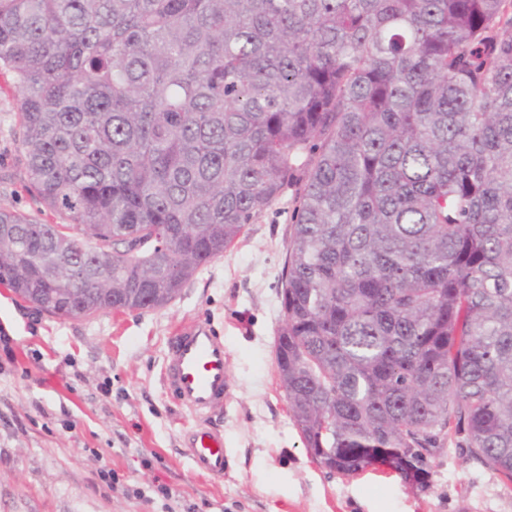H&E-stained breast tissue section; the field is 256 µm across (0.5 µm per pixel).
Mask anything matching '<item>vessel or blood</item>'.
Segmentation results:
<instances>
[{"mask_svg": "<svg viewBox=\"0 0 512 512\" xmlns=\"http://www.w3.org/2000/svg\"><path fill=\"white\" fill-rule=\"evenodd\" d=\"M163 380L179 404L198 419L195 430L185 441L193 470L214 478L223 477L224 434L211 427L205 417L223 406L231 383L224 342L214 336L207 322H186L176 328L165 358Z\"/></svg>", "mask_w": 512, "mask_h": 512, "instance_id": "vessel-or-blood-1", "label": "vessel or blood"}]
</instances>
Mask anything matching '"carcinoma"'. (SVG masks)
I'll list each match as a JSON object with an SVG mask.
<instances>
[{
  "label": "carcinoma",
  "instance_id": "obj_1",
  "mask_svg": "<svg viewBox=\"0 0 512 512\" xmlns=\"http://www.w3.org/2000/svg\"><path fill=\"white\" fill-rule=\"evenodd\" d=\"M28 190L0 285L160 308L300 184L281 388L312 457L512 482V0H0ZM304 162H299L300 158Z\"/></svg>",
  "mask_w": 512,
  "mask_h": 512
}]
</instances>
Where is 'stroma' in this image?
I'll use <instances>...</instances> for the list:
<instances>
[{
    "label": "stroma",
    "instance_id": "1",
    "mask_svg": "<svg viewBox=\"0 0 512 512\" xmlns=\"http://www.w3.org/2000/svg\"><path fill=\"white\" fill-rule=\"evenodd\" d=\"M18 107L0 69V206L60 223L25 187ZM297 192L157 309L64 319L0 287V512H512V487L457 439L423 488L382 466L329 472L304 447L274 348ZM198 318L223 339L233 383L209 418L224 434L220 479L192 469L195 420L162 379L168 336Z\"/></svg>",
    "mask_w": 512,
    "mask_h": 512
}]
</instances>
